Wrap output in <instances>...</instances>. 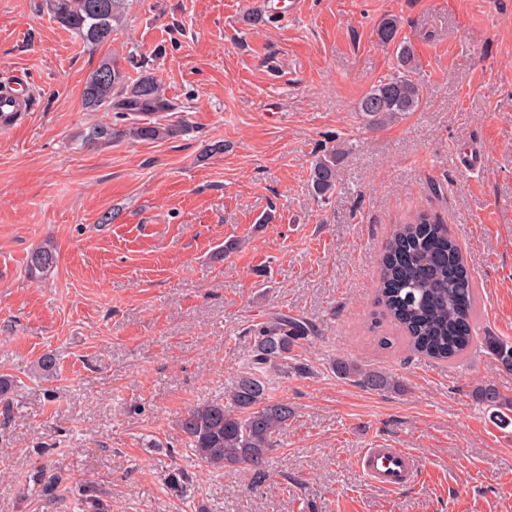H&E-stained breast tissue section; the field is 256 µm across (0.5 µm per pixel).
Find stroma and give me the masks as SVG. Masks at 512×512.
<instances>
[{"mask_svg": "<svg viewBox=\"0 0 512 512\" xmlns=\"http://www.w3.org/2000/svg\"><path fill=\"white\" fill-rule=\"evenodd\" d=\"M126 0L111 42L88 49L44 0H0V80L33 83L31 112L0 130V512H512V424L474 393L512 398V372L482 348L413 354L371 329L394 224L440 218L479 290L477 334L512 343V0ZM397 18L425 84L417 111L377 126L358 111L392 74L377 43ZM152 73L189 131L95 150L80 134L112 111L82 105L108 58ZM223 152L206 155L208 145ZM340 155L339 185L309 189L313 156ZM480 151L479 167L459 156ZM241 240L232 254L224 241ZM51 243L46 280L25 272ZM283 312L317 334L306 373L273 374L295 415L256 480L217 471L177 427L225 402L255 328ZM53 378L39 374L45 352ZM337 359L389 373L403 391L341 379ZM406 448L418 479L394 490L357 465ZM58 257L51 244L33 248L27 256L26 273L30 278L41 280L49 276L57 267Z\"/></svg>", "mask_w": 512, "mask_h": 512, "instance_id": "obj_1", "label": "stroma"}]
</instances>
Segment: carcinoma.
<instances>
[{
    "label": "carcinoma",
    "instance_id": "cac0c4a2",
    "mask_svg": "<svg viewBox=\"0 0 512 512\" xmlns=\"http://www.w3.org/2000/svg\"><path fill=\"white\" fill-rule=\"evenodd\" d=\"M46 0L53 22L79 35L85 44L97 47L112 38L114 25L123 15L124 0ZM398 22L386 18L378 24L379 42H395ZM112 71V81L101 82L103 70ZM419 61L406 41L396 47L393 75L373 85L361 98L358 111L372 124L393 121L419 107L424 86L418 78ZM85 109H110L130 120L120 127L95 124L81 134L83 145L94 148L124 139L157 141L175 139L186 131L180 121H163L159 115L171 110L160 82L151 74L131 81L118 62L103 61L89 76L82 90ZM338 155L335 151L316 157L310 168L311 189L326 198L336 190ZM54 247L43 244L27 256L26 273L41 280L57 267ZM375 304L383 318L394 323L415 353L436 360H453L465 355L475 342L507 371H512V344L498 336H476L477 288L468 274L461 249L446 229L426 211H419L394 225L385 245ZM314 326L287 314L274 315L254 330L253 354L228 395V403H204L181 416L178 428L195 458L208 467L245 463L255 474L265 475L266 457L293 415L292 408L270 396L269 371L281 374L304 372L289 362L295 347L310 340ZM341 378L370 390H398L401 383L378 370L344 359L332 365ZM478 398L490 408L512 410V399L488 383L477 390Z\"/></svg>",
    "mask_w": 512,
    "mask_h": 512
}]
</instances>
